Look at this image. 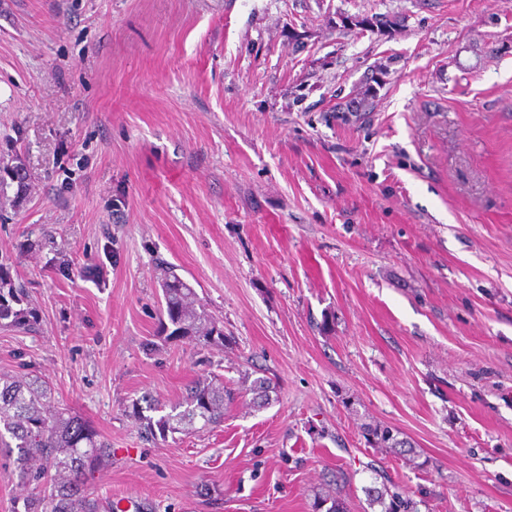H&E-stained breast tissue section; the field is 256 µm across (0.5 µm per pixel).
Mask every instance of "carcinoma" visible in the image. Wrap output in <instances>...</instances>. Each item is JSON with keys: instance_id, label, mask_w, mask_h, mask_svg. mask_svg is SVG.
Returning <instances> with one entry per match:
<instances>
[{"instance_id": "obj_1", "label": "carcinoma", "mask_w": 512, "mask_h": 512, "mask_svg": "<svg viewBox=\"0 0 512 512\" xmlns=\"http://www.w3.org/2000/svg\"><path fill=\"white\" fill-rule=\"evenodd\" d=\"M8 288V294L1 290ZM9 278L0 275V319L24 315L12 309L7 297L14 296ZM165 314L172 335L207 344L212 336L224 335L200 304L189 284L172 274L162 285ZM275 389L269 377H258L250 386L252 403L262 407ZM238 393L212 378L192 382L184 400L154 420L139 417L145 434L154 438L200 428L209 430L224 422V409ZM0 448L18 449L14 459L25 481H44L43 489L30 500V512H101L100 501L86 491V480L112 457L107 439L83 417L52 402L51 390L38 376L0 375Z\"/></svg>"}]
</instances>
